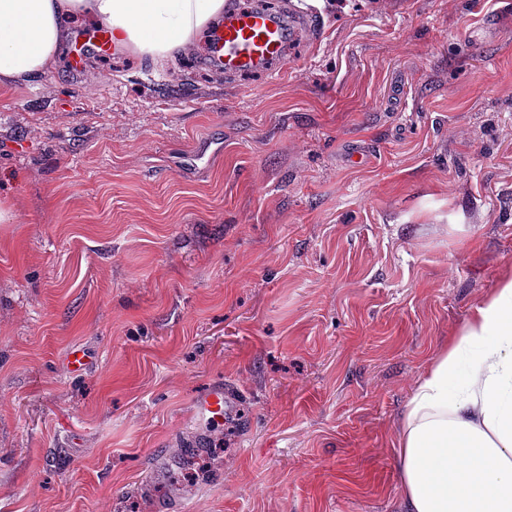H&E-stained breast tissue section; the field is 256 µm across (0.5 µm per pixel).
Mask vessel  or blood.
Masks as SVG:
<instances>
[{"label":"vessel or blood","instance_id":"b4317fda","mask_svg":"<svg viewBox=\"0 0 512 512\" xmlns=\"http://www.w3.org/2000/svg\"><path fill=\"white\" fill-rule=\"evenodd\" d=\"M287 43L288 28L282 19L262 7H241L226 0L224 23L210 40L209 58L230 75L261 71L272 74L287 64ZM90 49L110 53L111 33L102 27L86 32L72 51L73 69L81 68ZM64 362L71 374L78 375L92 366L94 356L89 350L76 347L67 352ZM226 403L223 388L217 387L197 401L195 411L206 422L219 424L224 420Z\"/></svg>","mask_w":512,"mask_h":512}]
</instances>
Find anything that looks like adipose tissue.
<instances>
[{"label": "adipose tissue", "mask_w": 512, "mask_h": 512, "mask_svg": "<svg viewBox=\"0 0 512 512\" xmlns=\"http://www.w3.org/2000/svg\"><path fill=\"white\" fill-rule=\"evenodd\" d=\"M84 20L173 65L219 28L224 0H0V91L53 72ZM397 456L403 512H512V271L417 381Z\"/></svg>", "instance_id": "adipose-tissue-1"}]
</instances>
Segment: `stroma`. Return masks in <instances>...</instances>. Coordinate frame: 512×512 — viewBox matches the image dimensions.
<instances>
[{
  "label": "stroma",
  "mask_w": 512,
  "mask_h": 512,
  "mask_svg": "<svg viewBox=\"0 0 512 512\" xmlns=\"http://www.w3.org/2000/svg\"><path fill=\"white\" fill-rule=\"evenodd\" d=\"M278 4L276 75L66 44L0 94V512H402L401 414L512 270V0ZM94 359L89 350L75 347L67 352L64 362L71 374L79 375L92 366ZM227 397L224 388L217 387L200 398L195 406L197 415L209 423H222Z\"/></svg>",
  "instance_id": "stroma-1"
}]
</instances>
